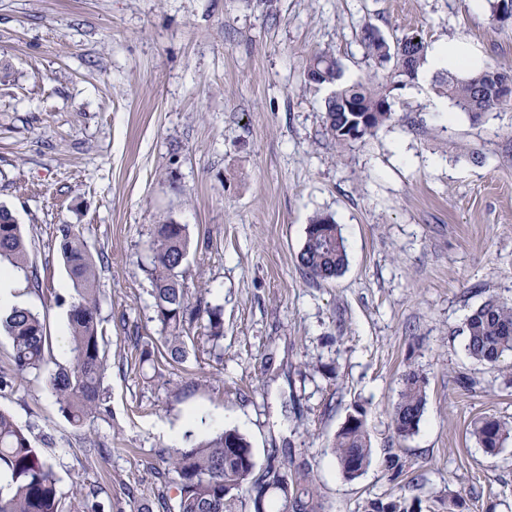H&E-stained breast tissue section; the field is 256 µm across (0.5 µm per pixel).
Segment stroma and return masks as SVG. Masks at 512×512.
Returning a JSON list of instances; mask_svg holds the SVG:
<instances>
[{
    "instance_id": "obj_1",
    "label": "stroma",
    "mask_w": 512,
    "mask_h": 512,
    "mask_svg": "<svg viewBox=\"0 0 512 512\" xmlns=\"http://www.w3.org/2000/svg\"><path fill=\"white\" fill-rule=\"evenodd\" d=\"M368 22L512 67V24L487 0H0V205L25 239L17 276L52 336L47 371L71 362L61 226L83 240L101 291L107 410L83 426L45 373H15L0 332L13 376L0 410L51 458L63 496L80 482L105 512H177L157 478L166 458L235 428L257 465L308 461L324 512L401 495L448 512L459 492L464 512H512V439L491 455L470 433L483 416L512 422V356L481 364L463 332L483 302L512 299V110L436 111L432 79L395 90L376 135L330 140L328 90L304 69L329 50L345 79L373 75L358 40ZM318 214L348 253L320 283L297 265ZM169 221L188 228L183 280L193 305L222 307L224 341L196 321L186 361L157 372L130 358L161 334L145 269ZM410 369L426 403L401 439L391 414ZM357 407L374 452L349 481L330 443ZM390 452L402 475L385 469Z\"/></svg>"
}]
</instances>
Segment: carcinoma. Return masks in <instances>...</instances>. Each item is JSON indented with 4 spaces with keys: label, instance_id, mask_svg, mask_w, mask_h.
I'll return each instance as SVG.
<instances>
[{
    "label": "carcinoma",
    "instance_id": "cac0c4a2",
    "mask_svg": "<svg viewBox=\"0 0 512 512\" xmlns=\"http://www.w3.org/2000/svg\"><path fill=\"white\" fill-rule=\"evenodd\" d=\"M360 42L374 66L386 72L364 81L343 80L340 61L329 51L314 53L305 73L309 83L332 88L324 100V129L332 140L345 144L371 137L392 118L393 102L389 84H407L416 79L429 46L418 32L389 41L373 24L363 25ZM512 79V68L487 63L478 70L457 66L438 79L442 93L463 112L478 116L504 108L498 99L492 75ZM356 106L355 113L350 107ZM369 121L359 128L357 118ZM186 226L167 222L153 228L152 259L147 273L151 279L156 318L161 324L159 346L141 350L134 365L153 368L166 363L181 364L188 355L185 325L206 318L208 340L217 345L224 339L222 308L193 307L180 268L188 254ZM60 253L76 292L69 309L67 344L71 365L49 374L47 390L60 411L74 425L81 426L89 415L101 410V380L106 367L98 336L100 295L95 288L91 255L83 241L68 225L60 228ZM23 269L27 250L20 225L12 212L0 206V264ZM299 269L309 279L320 282L335 278L347 264L346 240L341 228L329 216L314 217L298 254ZM0 330L12 340L13 361L19 373H39L45 367L49 345L46 327L39 315L27 307H14L0 316ZM467 354L491 368L512 352V300L491 298L466 318L464 324ZM425 405V379L410 369L402 375L398 402L391 423L402 438L415 434ZM472 434L485 451L497 454L512 437V425L495 417L474 422ZM331 453L342 476L352 481L370 465L372 448L366 426V410H354L331 441ZM0 512H72L57 488L52 462L32 445L29 436L13 417L0 411ZM164 484L175 488L177 512H323L309 464L290 460L284 469L275 461L257 468L253 448L236 429H225L210 438L176 450L160 474ZM286 481L289 498L266 491ZM72 495L83 505V512H104L96 492H83L75 483ZM368 512H413L406 498L387 502L372 501Z\"/></svg>",
    "mask_w": 512,
    "mask_h": 512
}]
</instances>
